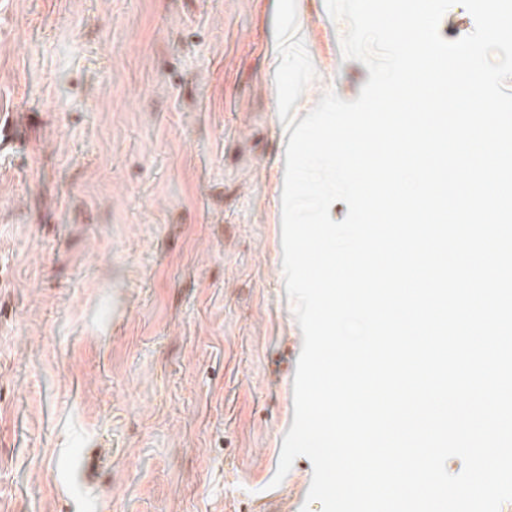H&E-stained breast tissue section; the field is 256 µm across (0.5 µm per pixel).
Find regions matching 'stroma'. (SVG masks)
I'll return each instance as SVG.
<instances>
[{
    "instance_id": "obj_1",
    "label": "stroma",
    "mask_w": 512,
    "mask_h": 512,
    "mask_svg": "<svg viewBox=\"0 0 512 512\" xmlns=\"http://www.w3.org/2000/svg\"><path fill=\"white\" fill-rule=\"evenodd\" d=\"M274 0H0V512H321L274 483L302 332L282 269ZM316 76L356 99L325 0Z\"/></svg>"
}]
</instances>
